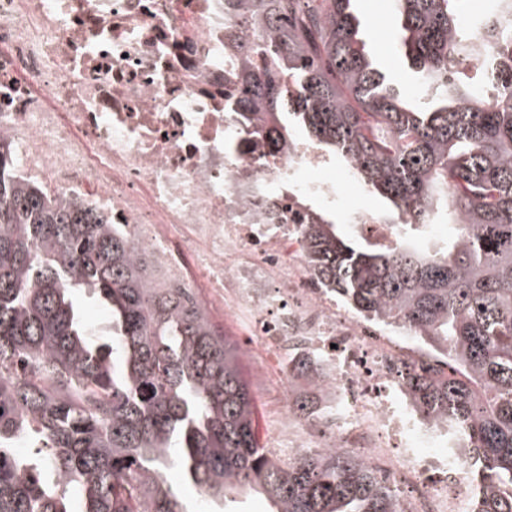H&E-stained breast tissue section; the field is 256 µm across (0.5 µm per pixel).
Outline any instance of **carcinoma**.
Masks as SVG:
<instances>
[{
  "instance_id": "1",
  "label": "carcinoma",
  "mask_w": 512,
  "mask_h": 512,
  "mask_svg": "<svg viewBox=\"0 0 512 512\" xmlns=\"http://www.w3.org/2000/svg\"><path fill=\"white\" fill-rule=\"evenodd\" d=\"M355 0H234L227 101L268 153L300 140L386 200L390 244L354 245L299 200L311 277L431 352L404 384L427 424L475 453L478 512H512V0H395L423 101L365 52ZM454 224L448 241L431 226ZM103 301L94 336L74 301ZM122 351L115 369L113 346ZM23 442L32 449L19 456ZM217 507L257 487L272 512H400L351 448L286 460L257 444L236 351L144 250L97 212L15 180L0 140V512H185L169 464Z\"/></svg>"
}]
</instances>
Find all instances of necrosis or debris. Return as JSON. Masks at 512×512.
<instances>
[{
    "instance_id": "1",
    "label": "necrosis or debris",
    "mask_w": 512,
    "mask_h": 512,
    "mask_svg": "<svg viewBox=\"0 0 512 512\" xmlns=\"http://www.w3.org/2000/svg\"><path fill=\"white\" fill-rule=\"evenodd\" d=\"M224 0H0V138L16 180L105 214L145 248L162 283L241 315L263 376L318 374L319 402L279 414L272 448L357 450L401 512H474L444 426L415 412L413 356L306 267L299 199L335 203L310 147L265 157L225 105Z\"/></svg>"
}]
</instances>
